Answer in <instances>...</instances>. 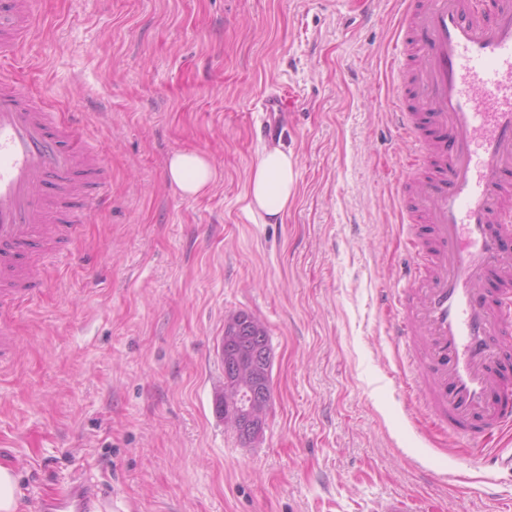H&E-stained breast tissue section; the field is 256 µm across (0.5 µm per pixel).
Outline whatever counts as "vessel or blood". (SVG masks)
<instances>
[{"label": "vessel or blood", "instance_id": "1", "mask_svg": "<svg viewBox=\"0 0 512 512\" xmlns=\"http://www.w3.org/2000/svg\"><path fill=\"white\" fill-rule=\"evenodd\" d=\"M398 131L437 176L403 180L424 229L407 243L409 286L390 301L391 334L414 372L407 410L451 439L512 422V0H396ZM35 0H0V61L35 33ZM260 125L277 135L282 99ZM110 199L107 162L86 126L0 74V364L16 345L10 315L47 287L43 260L68 258L87 214ZM81 474L37 512H110Z\"/></svg>", "mask_w": 512, "mask_h": 512}]
</instances>
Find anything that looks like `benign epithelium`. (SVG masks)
<instances>
[{
  "mask_svg": "<svg viewBox=\"0 0 512 512\" xmlns=\"http://www.w3.org/2000/svg\"><path fill=\"white\" fill-rule=\"evenodd\" d=\"M260 331L263 325L253 320L233 317L224 327V341L229 356L224 364V424L246 442H255L264 433L270 408L268 378L271 351L260 344H248L240 336L242 328Z\"/></svg>",
  "mask_w": 512,
  "mask_h": 512,
  "instance_id": "obj_1",
  "label": "benign epithelium"
}]
</instances>
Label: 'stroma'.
Masks as SVG:
<instances>
[{"mask_svg":"<svg viewBox=\"0 0 512 512\" xmlns=\"http://www.w3.org/2000/svg\"><path fill=\"white\" fill-rule=\"evenodd\" d=\"M14 68L76 113L110 165L108 205L71 263L11 322L0 464L22 512L81 471L122 512H503L512 468L409 419L384 288L405 286L396 205L411 145L385 100L394 0H38ZM288 100L295 160L282 223L249 211L268 147L264 100ZM191 150L218 177L165 176ZM267 329L272 404L242 444L215 410L225 321ZM216 175L211 161L195 151L177 152L167 163L169 182L185 196L204 194L214 183Z\"/></svg>","mask_w":512,"mask_h":512,"instance_id":"1","label":"stroma"}]
</instances>
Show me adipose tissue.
Returning a JSON list of instances; mask_svg holds the SVG:
<instances>
[{
  "mask_svg": "<svg viewBox=\"0 0 512 512\" xmlns=\"http://www.w3.org/2000/svg\"><path fill=\"white\" fill-rule=\"evenodd\" d=\"M295 161L291 155L272 149L259 160L248 183L251 207L271 220L284 218L295 191ZM167 177L183 195L204 194L216 179L211 161L194 151L173 154L167 163Z\"/></svg>",
  "mask_w": 512,
  "mask_h": 512,
  "instance_id": "obj_1",
  "label": "adipose tissue"
}]
</instances>
